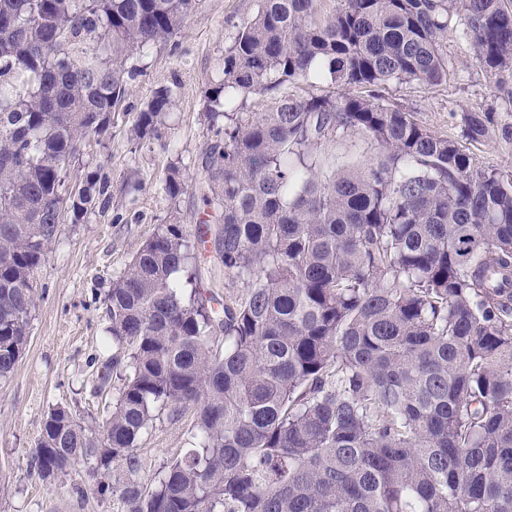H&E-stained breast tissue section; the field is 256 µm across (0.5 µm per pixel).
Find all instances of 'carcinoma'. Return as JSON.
<instances>
[{
  "label": "carcinoma",
  "mask_w": 512,
  "mask_h": 512,
  "mask_svg": "<svg viewBox=\"0 0 512 512\" xmlns=\"http://www.w3.org/2000/svg\"><path fill=\"white\" fill-rule=\"evenodd\" d=\"M259 0L224 48L202 113L195 188L211 232L164 224L112 280V354L88 425L48 410L32 454L43 483L92 464L120 512H512V172L376 102L389 83L448 82L442 41L462 14L474 59L512 77V0ZM196 0H0V380L22 357L38 270L61 211L107 193L68 170ZM329 75L339 90L295 95ZM254 97L269 99L250 112ZM157 89L131 140H161ZM491 117L463 116L462 138ZM361 134L379 152L341 166ZM224 302L196 284L205 243ZM186 276L184 287L177 274ZM193 411L189 448L146 480L137 442Z\"/></svg>",
  "instance_id": "1"
}]
</instances>
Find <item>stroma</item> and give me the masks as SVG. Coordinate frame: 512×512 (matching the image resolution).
<instances>
[{
	"instance_id": "35a3bbf8",
	"label": "stroma",
	"mask_w": 512,
	"mask_h": 512,
	"mask_svg": "<svg viewBox=\"0 0 512 512\" xmlns=\"http://www.w3.org/2000/svg\"><path fill=\"white\" fill-rule=\"evenodd\" d=\"M257 9L258 0H199L175 38V49L157 48L140 60L141 72L114 113L111 141L91 144L73 163L72 181L96 168L106 176L109 191L81 221L62 216L36 276L39 300L26 348L13 375L0 381V512H116L109 501H78L70 478L50 486L35 480L31 453L52 406L71 407L89 423L111 409V395L91 394V361L111 351L103 298L159 225L175 217L193 235L205 218L207 209L194 189L208 140L201 99L221 76L225 44ZM442 50L453 72L450 82L433 87L393 83L384 90L385 99L452 139L460 138L465 113L491 112L490 137L470 144V152L479 165L512 171V104L476 64L469 36L449 31ZM163 86L176 89L163 139L130 141L133 118ZM174 169L188 187L173 204L163 185ZM192 421L189 413L175 424L163 417L142 435L137 448L146 470L185 448L184 433Z\"/></svg>"
}]
</instances>
